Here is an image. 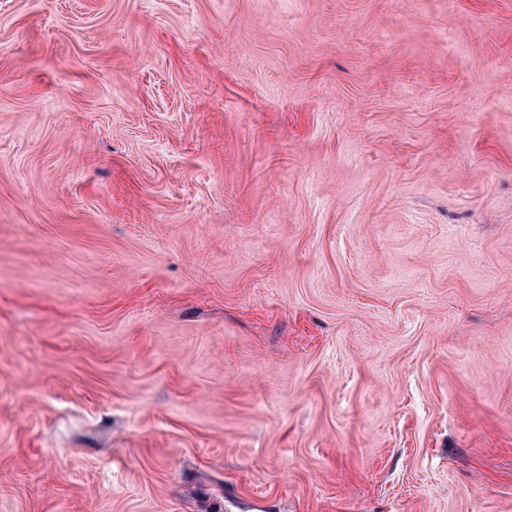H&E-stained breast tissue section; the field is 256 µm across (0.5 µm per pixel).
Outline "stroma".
Masks as SVG:
<instances>
[{"label": "stroma", "instance_id": "stroma-1", "mask_svg": "<svg viewBox=\"0 0 512 512\" xmlns=\"http://www.w3.org/2000/svg\"><path fill=\"white\" fill-rule=\"evenodd\" d=\"M0 512H512V0H0Z\"/></svg>", "mask_w": 512, "mask_h": 512}]
</instances>
